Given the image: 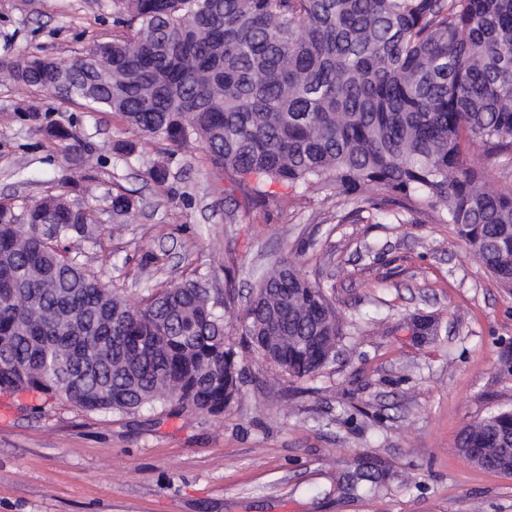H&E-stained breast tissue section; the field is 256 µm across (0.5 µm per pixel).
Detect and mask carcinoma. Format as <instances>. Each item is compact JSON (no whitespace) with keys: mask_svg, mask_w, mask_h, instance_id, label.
Wrapping results in <instances>:
<instances>
[{"mask_svg":"<svg viewBox=\"0 0 512 512\" xmlns=\"http://www.w3.org/2000/svg\"><path fill=\"white\" fill-rule=\"evenodd\" d=\"M113 4L126 32L96 47L112 85L78 58H3L0 73L54 91L63 77L66 98L201 146L251 207L274 183L333 190L359 212L423 204L512 289V190L466 162L512 155V0ZM47 135L80 163L71 132ZM111 207L126 216L136 201L116 194ZM91 223L66 192L23 206L0 200V392L62 397L93 414L224 413L242 370L206 282L187 278L128 304L78 260ZM21 298L31 300L26 311ZM239 328L297 378L325 367L342 336L325 290L286 260L261 275ZM410 329L433 336L436 323L417 315ZM269 336L288 344L270 353ZM459 448L466 461L511 474L512 410L470 425ZM386 476L362 463L342 488L370 492Z\"/></svg>","mask_w":512,"mask_h":512,"instance_id":"cac0c4a2","label":"carcinoma"}]
</instances>
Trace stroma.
<instances>
[{
    "instance_id": "obj_1",
    "label": "stroma",
    "mask_w": 512,
    "mask_h": 512,
    "mask_svg": "<svg viewBox=\"0 0 512 512\" xmlns=\"http://www.w3.org/2000/svg\"><path fill=\"white\" fill-rule=\"evenodd\" d=\"M116 17L112 0H0V57L87 54L121 33ZM56 126L84 146L72 171L97 240L81 262L132 305L194 274L220 300L234 272L223 313L244 379L220 416H103L0 393V512H512V474L457 448L467 426L512 409V292L451 225L427 210L359 219L304 185H272L248 208L201 147L2 79L0 197L60 193L69 167L46 135ZM159 163L163 188L148 175ZM129 190L135 211L114 217L112 195ZM284 258L327 289L344 332L335 360L304 379L279 373L236 326L255 270ZM421 312L439 322L422 343L406 327ZM359 458L388 475L349 495L342 478Z\"/></svg>"
}]
</instances>
